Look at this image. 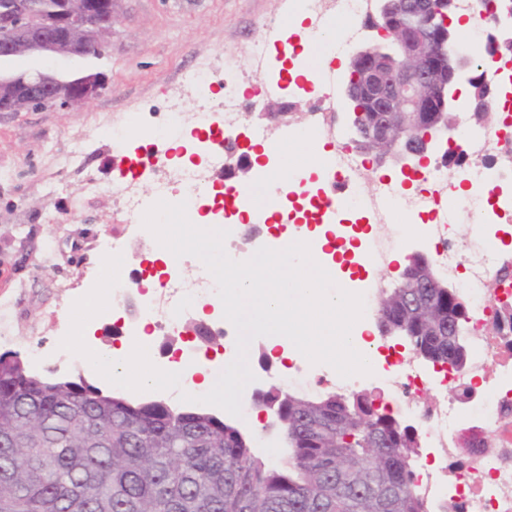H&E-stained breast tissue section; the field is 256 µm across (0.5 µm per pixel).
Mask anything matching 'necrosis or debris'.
<instances>
[{
    "instance_id": "1",
    "label": "necrosis or debris",
    "mask_w": 512,
    "mask_h": 512,
    "mask_svg": "<svg viewBox=\"0 0 512 512\" xmlns=\"http://www.w3.org/2000/svg\"><path fill=\"white\" fill-rule=\"evenodd\" d=\"M309 19L308 33L317 36L332 19L352 21L366 17L372 0H299ZM496 67L489 77L493 88L490 106L500 111L498 125L459 133L469 159L460 169L463 203L474 217L465 236L453 229L457 213L449 209L445 194L448 180L442 157L430 159L425 168L402 174L374 176L365 160L346 144V133L335 123L330 100L341 84L334 69L321 73L325 91L312 105L315 120L304 128H292L272 140L271 157H279L283 142L307 136L312 144L335 143L332 159L312 172V180L324 184L343 182L347 187L343 207L374 217L385 226L382 234L361 239L359 255L351 274L340 276L341 288L363 295V319L356 326L365 342L376 345V365L368 376L349 378V385L372 389L377 404L396 418L413 423L424 444L423 460L416 464L417 484L431 504L432 512H512V243L501 242L493 227L512 224V57L494 55ZM213 63L201 64L186 76L190 99L167 104L164 125L150 131L156 141L192 137L196 154H224L209 129L233 131L250 97L264 98L286 90L282 77L271 73L269 43L256 42L247 69L225 57V70L235 80L224 84V108L209 104L207 89ZM372 192H365L367 180ZM178 182L188 213L208 210L216 224H227L224 248L237 261L248 255L239 246L262 231V213L252 223L232 224L223 204L202 190L194 166L178 169ZM428 246L440 274L464 269L461 290L470 302L465 332L471 357L456 369L445 363L425 367L399 345L375 341L368 330L373 303L383 289L370 280L368 267L384 263L407 242ZM214 286L200 277L196 288L181 294L171 304L154 301V284L147 276L137 280L142 298L141 322L155 330H178L193 301L208 296Z\"/></svg>"
}]
</instances>
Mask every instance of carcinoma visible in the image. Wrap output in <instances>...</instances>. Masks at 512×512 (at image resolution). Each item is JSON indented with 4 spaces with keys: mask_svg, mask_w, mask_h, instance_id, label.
I'll use <instances>...</instances> for the list:
<instances>
[{
    "mask_svg": "<svg viewBox=\"0 0 512 512\" xmlns=\"http://www.w3.org/2000/svg\"><path fill=\"white\" fill-rule=\"evenodd\" d=\"M433 309L416 333L430 361L453 363L448 289L413 288ZM63 386L0 355V512H429L417 491L415 431L366 389L336 400L272 386L286 455L269 463L238 426L197 407L100 396Z\"/></svg>",
    "mask_w": 512,
    "mask_h": 512,
    "instance_id": "obj_1",
    "label": "carcinoma"
}]
</instances>
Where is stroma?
<instances>
[{"label":"stroma","instance_id":"stroma-1","mask_svg":"<svg viewBox=\"0 0 512 512\" xmlns=\"http://www.w3.org/2000/svg\"><path fill=\"white\" fill-rule=\"evenodd\" d=\"M115 13L109 54L87 64L108 81L100 97L79 111L0 112V354L43 375L84 377L107 393L113 387L103 372L80 371L60 350L118 346L126 339L122 327L135 325L134 296L108 318L87 287L110 275L111 255L100 243L112 235L125 240L127 278L151 268L149 239L132 233L112 192L131 181L129 155L149 166L169 154L134 134L116 150L103 128L131 118L159 122L168 101L185 95L182 76L201 59L220 61L230 52L244 64L268 25L293 33L283 0H117ZM223 314L222 302L212 300L204 312L190 310L176 333H153V358L186 342L221 356ZM199 323L210 339L194 333ZM248 362L256 380L246 394L282 385L281 358L263 340L252 341Z\"/></svg>","mask_w":512,"mask_h":512}]
</instances>
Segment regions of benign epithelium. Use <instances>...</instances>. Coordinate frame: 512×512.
Returning a JSON list of instances; mask_svg holds the SVG:
<instances>
[{
	"label": "benign epithelium",
	"mask_w": 512,
	"mask_h": 512,
	"mask_svg": "<svg viewBox=\"0 0 512 512\" xmlns=\"http://www.w3.org/2000/svg\"><path fill=\"white\" fill-rule=\"evenodd\" d=\"M113 0H56L51 11L35 0H0V64L24 55L67 62L90 54L103 56L112 44ZM448 0H375L372 29L378 38L354 47L341 97L351 114L352 150L402 170L419 166L440 139L458 128L454 85L461 79L478 85L471 119L479 126L490 114L491 87L477 75L476 60L455 40L447 18ZM100 74L73 81L35 72L0 70V112H20L50 106L78 110L106 89ZM399 274L395 291L403 288L448 289L457 353L466 336L460 324L469 303L460 288L443 279L431 259L417 252ZM409 306L379 299L376 324L384 338L402 339Z\"/></svg>",
	"instance_id": "1"
}]
</instances>
